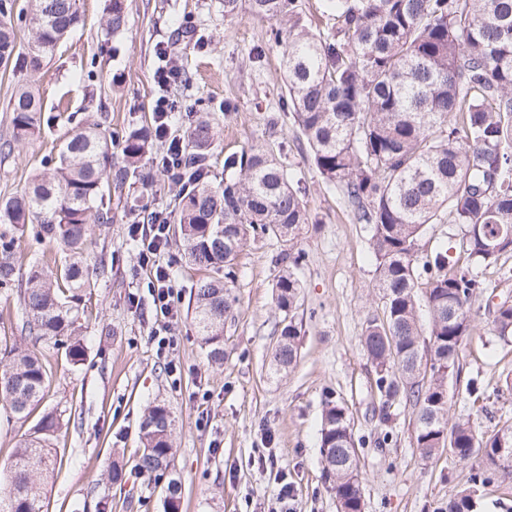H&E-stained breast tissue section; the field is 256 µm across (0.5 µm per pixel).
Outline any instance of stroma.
<instances>
[{"instance_id":"obj_1","label":"stroma","mask_w":512,"mask_h":512,"mask_svg":"<svg viewBox=\"0 0 512 512\" xmlns=\"http://www.w3.org/2000/svg\"><path fill=\"white\" fill-rule=\"evenodd\" d=\"M129 28L108 34L107 0H79L80 26L61 42L38 73L0 68V199L7 198L56 156L73 120H98L116 134L154 116V101L169 93L180 106L203 100L215 125L211 180L225 178L224 160L249 147L273 151L292 185L302 187L310 214L297 246L305 254L296 268L302 288L294 319L301 334L299 356L288 373L272 374V353L285 317L276 304L282 267L276 255L287 244L272 235L249 233L235 261L236 279L224 319V362L211 364L193 323L192 284L203 272L186 262L180 243L169 241L157 263L168 266L178 316L165 323L156 314L148 284L151 269L129 227L134 216L124 200L104 201L110 223L96 226L87 252L90 264L106 263L104 276L81 292L86 356L75 366L64 351L43 346L51 379L43 401L26 421L0 406V484L8 485L4 464L21 436L43 413L54 410L62 429L50 440L59 463L48 481L45 512H163L168 477L182 481V512H275L280 482L293 489L292 512H337L336 497L323 474L319 437L327 403L345 406L359 450L365 512H436L466 486L469 465L443 451L422 459L414 446L416 415L405 403L380 417L377 370L360 337L368 320L383 309L371 257L367 225L354 223L336 190L322 180L309 147L279 106L286 92L279 47L268 43L269 21L241 4L225 17L224 0H126ZM192 30L178 38L176 27ZM169 48L181 82L162 90L156 82L159 48ZM262 48L254 58V48ZM31 85L53 121L40 134L12 141L8 102L16 87ZM464 229L432 224L419 240L422 252L447 249L458 267L483 283L472 301L473 331L448 379L451 413L471 419L490 433L512 428V342L493 326L496 305L512 304V254L491 265L469 263ZM169 325L172 355L182 366L170 374L151 336ZM485 389L484 406L473 405L469 380ZM166 404L174 419L175 452L167 476L135 469L142 444L138 424L145 409ZM120 454L125 478L114 484L106 469Z\"/></svg>"}]
</instances>
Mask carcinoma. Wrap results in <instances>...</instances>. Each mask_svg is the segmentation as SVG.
<instances>
[{
    "label": "carcinoma",
    "mask_w": 512,
    "mask_h": 512,
    "mask_svg": "<svg viewBox=\"0 0 512 512\" xmlns=\"http://www.w3.org/2000/svg\"><path fill=\"white\" fill-rule=\"evenodd\" d=\"M79 0H28L23 12L30 40L18 42L12 0H0V63L32 73L53 58L57 45L81 23ZM259 18L277 23L268 40L281 48L288 109L305 138L323 180L341 191L353 220L369 226L377 263V288L385 319L368 321L363 347L379 370L382 412L409 403L417 417L416 448L431 458L448 448L458 461L479 459L485 470L438 512H476L472 486L493 477L512 479V455L499 468L489 460L512 428L490 435L470 419L450 414L448 377L455 371L473 323L471 301L483 284L450 266L448 251L419 252L427 224L450 220L466 226L468 257L492 264L512 253V0H325L326 28L308 23L298 0H249ZM106 26L128 30L124 0H109ZM13 140L40 130L44 102L30 88L9 101ZM187 149L176 169L179 226L184 258L222 277L200 279L192 291L193 321L208 359L224 361L226 281L249 231L288 241L278 261L296 268L304 258L295 248L309 213L301 191L290 183L279 160L250 148L225 161L226 180L208 177L214 140L209 121L191 120ZM156 128L144 124L122 136L119 156L100 124H80L63 141L57 157L45 162L26 187L0 202V288L19 281L20 236L29 230L55 242L73 261L53 271L29 262L20 306L28 337L65 349L72 365L86 353L81 297L89 284L84 248L92 224L110 218L95 210L104 193L122 195L131 179L152 186L146 172ZM428 275L424 298L430 319L418 318V279ZM280 310L296 305L301 283L293 271L276 284ZM493 324L512 336V304H500ZM300 329L282 327L273 356L277 373L296 362ZM50 381L48 363L26 339L4 349L0 400L19 420L29 418ZM62 427L47 412L18 443L7 468L9 488L0 491V512H44L45 481L57 459L49 439ZM174 419L160 403L147 407L139 425L143 450L136 468L144 474L167 471L173 455ZM353 437L345 407L327 405L320 449L345 448ZM326 479L343 512H364L350 466L336 453H321ZM164 512H180L182 484L167 483Z\"/></svg>",
    "instance_id": "cac0c4a2"
}]
</instances>
